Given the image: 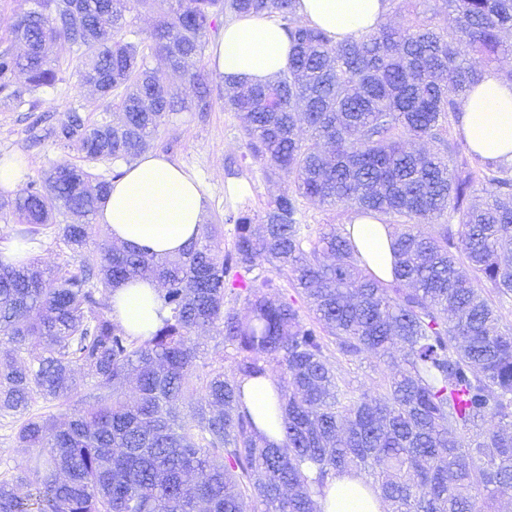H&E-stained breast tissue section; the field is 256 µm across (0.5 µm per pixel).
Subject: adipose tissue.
I'll return each instance as SVG.
<instances>
[{"instance_id": "adipose-tissue-1", "label": "adipose tissue", "mask_w": 512, "mask_h": 512, "mask_svg": "<svg viewBox=\"0 0 512 512\" xmlns=\"http://www.w3.org/2000/svg\"><path fill=\"white\" fill-rule=\"evenodd\" d=\"M389 0H297L304 22L347 41L376 30L388 12ZM291 42L278 19L268 13L235 17L211 52L212 66L225 86L246 80L263 84L286 70ZM459 130L471 147L490 159L512 160V82L495 72L462 100ZM205 217L202 188L193 175L164 155L142 153L101 205L98 223L121 246L147 245L162 256L178 255L194 238ZM346 229L370 269L380 278L392 277L393 231L378 220L351 218ZM159 287L149 279L122 285L112 294V319L134 336L150 335L167 317ZM242 404L266 439H283L279 391L271 379L242 381ZM321 512H385L381 499L355 473L330 478L319 499Z\"/></svg>"}]
</instances>
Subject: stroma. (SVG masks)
I'll list each match as a JSON object with an SVG mask.
<instances>
[{
    "instance_id": "obj_1",
    "label": "stroma",
    "mask_w": 512,
    "mask_h": 512,
    "mask_svg": "<svg viewBox=\"0 0 512 512\" xmlns=\"http://www.w3.org/2000/svg\"><path fill=\"white\" fill-rule=\"evenodd\" d=\"M54 53L62 67L60 81L55 89L36 95L38 110L46 112L55 122L74 107L89 121L112 122L114 109L79 86L75 61L68 46L56 47ZM212 103L209 113L188 110L170 117L160 126L150 149L184 166L200 181L205 195V221L223 225L224 236L219 248L226 254L233 247L235 229L225 223V213L243 209L255 219H262L269 204L287 188L288 180L282 175L266 176L261 164L248 151L237 114L224 105L223 79H215L213 83ZM27 116L26 106L0 95V156L25 158L27 178L31 181L40 179L61 161H77V150L59 147L49 135L33 141ZM231 180L246 183L248 195L239 200L230 199L227 183ZM332 362L339 380L353 388L371 392L381 383L382 374L371 355L351 359L337 354Z\"/></svg>"
}]
</instances>
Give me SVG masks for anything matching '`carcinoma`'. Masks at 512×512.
Masks as SVG:
<instances>
[{"label": "carcinoma", "instance_id": "obj_1", "mask_svg": "<svg viewBox=\"0 0 512 512\" xmlns=\"http://www.w3.org/2000/svg\"><path fill=\"white\" fill-rule=\"evenodd\" d=\"M157 6L151 54L189 78L194 99L161 83L140 45L125 38L130 0H26L1 19L18 50L0 52V93L18 100L59 81L54 44L69 45L78 81L118 122L77 109L51 131L85 161L130 162L158 128L191 107L208 112L202 64L212 17L270 12L291 39L288 69L267 84L224 92L246 147L267 172L288 177L253 228L230 210L223 229L204 224L177 257L151 247L94 242L93 221L110 182L86 166L55 165L12 197L0 219L27 240L54 227L78 263L43 269L0 263V416L19 421L25 457L0 478V512H320L332 475L355 471L386 512H494L512 489V177L502 162L458 172L445 139L460 99L500 56L512 0H443L401 28L381 25L333 42L306 25L294 0H140ZM305 124L307 138L298 135ZM433 140L434 153L407 145ZM480 207L464 205L477 181ZM349 205L395 229L392 280L367 266L350 234L317 235L300 223V200ZM79 215L76 224L58 221ZM266 266L291 277L296 301L252 276ZM155 280L169 315L147 337L112 321V291ZM242 308H224L226 294ZM221 335L232 370H198L194 332ZM338 351L386 367L379 389L339 384L321 329ZM402 364L388 362L397 346ZM280 388L284 438L262 437L242 408L241 381ZM198 400L188 412V393ZM63 413L35 414L38 400Z\"/></svg>", "mask_w": 512, "mask_h": 512}]
</instances>
